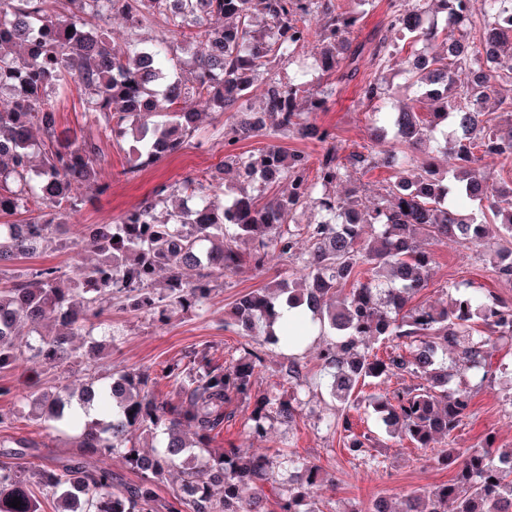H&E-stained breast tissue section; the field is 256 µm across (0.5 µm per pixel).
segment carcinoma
Returning a JSON list of instances; mask_svg holds the SVG:
<instances>
[{
    "label": "carcinoma",
    "mask_w": 512,
    "mask_h": 512,
    "mask_svg": "<svg viewBox=\"0 0 512 512\" xmlns=\"http://www.w3.org/2000/svg\"><path fill=\"white\" fill-rule=\"evenodd\" d=\"M56 0H0V95L12 104L0 109V216L14 215L32 202L42 214L16 233L0 224V369L34 352L49 368L94 358L97 344L78 352L74 337L90 335L102 321L103 300L115 296L138 311L163 318L209 300L217 275L245 266H264L274 253L297 256V239L307 243L304 283L275 280L242 295L234 324L247 336L292 349L302 335L275 329L286 305L311 314L320 333L333 337L322 352V371L333 398L344 405L327 424L347 432L348 450L371 464L372 439L353 430L351 410L361 387L384 385L368 401L381 414L385 432L425 450L451 442L471 411L474 391L493 377L492 351L512 340V303L474 289L433 306H411L428 287L432 257L420 244L425 235L486 247L498 273L512 279V183L491 185L475 168L477 154L512 161V98L486 109L497 85L512 82V37L496 31L497 18L512 13V0H414L391 3L385 34L373 48L378 65L398 67L409 88L434 102L424 114L396 104L383 74L360 87L359 104H371L382 126L376 138L392 135L381 151L372 146L339 156L336 135L308 120L324 112L358 57L353 35L372 0H69V13ZM485 20L482 38L469 40L473 14ZM123 15L130 26L129 48L112 47L88 18ZM161 16L167 34L152 45L138 42L143 23ZM193 27L206 52L185 61L178 36ZM444 35L443 54L424 66L416 53L399 56V42L431 45ZM319 51L307 74L279 77L272 64L307 43ZM471 73L467 82L457 73ZM76 83L85 113L107 138L132 137L134 174L181 151L200 128L201 113L186 107L207 99L225 117L224 147L266 137L249 154L229 153L225 161L252 187L220 205L218 184L186 179L163 185L110 224H88L83 243L100 253L94 263H74L72 273L41 267L15 274L17 261L52 250L66 231L63 218L82 211L84 189L103 195L98 181L101 154L96 143L78 138L60 123L56 99ZM262 85V106L247 105ZM297 135L321 144L315 174L310 155L289 152L280 141ZM427 145L449 153L454 169L443 173L418 165L413 149ZM43 156L39 170L31 158ZM376 165L391 172L385 194L370 210L356 190L339 188L352 172ZM308 210L313 219L296 220ZM371 228L370 240L364 228ZM119 241H114V238ZM252 243L240 251L237 241ZM367 266L373 275L367 276ZM36 336L38 344L22 343ZM372 338L393 343L384 360L363 348ZM467 367L469 381L454 384L448 359ZM260 359L218 362L207 349L166 366L177 397L161 395L147 374L116 370L105 381L75 393L33 391L30 399L43 422L74 432L77 456L50 467L25 461L34 441L0 440V512H40L37 495L56 502L55 512H322L319 491L331 479L316 464L286 457L288 484L276 485L282 462L233 445L217 448L224 423L245 416L244 434L261 438L272 422L292 423L299 397L282 398L254 390ZM417 379L389 388L391 379ZM163 436L161 450L143 454L132 441ZM121 455L140 482L127 486L105 461ZM437 462L453 470L449 482L407 493L399 512H512V448L494 447L489 437L462 451H441ZM179 482L168 496L157 493L170 470ZM21 505L10 506L12 500Z\"/></svg>",
    "instance_id": "obj_1"
}]
</instances>
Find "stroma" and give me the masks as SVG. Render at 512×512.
<instances>
[{
	"label": "stroma",
	"mask_w": 512,
	"mask_h": 512,
	"mask_svg": "<svg viewBox=\"0 0 512 512\" xmlns=\"http://www.w3.org/2000/svg\"><path fill=\"white\" fill-rule=\"evenodd\" d=\"M376 68L371 53H364L355 77L338 84L328 111L314 115L318 124L331 128L338 142L351 150L370 142V110L358 105L357 90L372 80ZM58 110L63 125L97 140L104 158L101 177L110 182L112 188L109 194L94 199L72 219L65 248L23 260V267L56 266L68 272L72 269L74 255L93 260V253L81 250V226L112 223L117 216L150 196L157 187L188 178L203 180L218 169L223 170L227 187L237 184L235 172L223 168V119L206 117L196 135L195 145L130 177L122 173L127 161L123 147L113 144L97 125L85 118L78 94H69L59 101ZM427 248L433 255L434 266L430 284L416 295V304L437 302L444 290L454 283L479 286L512 302V281L499 277L490 250L468 248L450 240L429 241ZM282 274L300 277L301 262L272 256L263 269L246 268L224 276L218 279L209 301L202 308L178 310L163 321L153 315L112 309L103 324L94 326L91 332L92 337L105 342L106 347L89 366L75 364L50 369L32 355H25L13 368L0 371V414L10 416L7 424H0V437L34 440L40 443L42 455L47 460L58 453L72 452L73 446L63 434L46 429L30 415V407L21 394L35 384L48 389L61 387L88 377L109 376L119 367L150 374L155 378L158 390L171 395L175 385L164 377V367L191 350L206 348L220 360L229 362L251 353L260 356L262 366L256 377V392H276L287 397L292 390L282 378L280 369L293 354L300 359L305 373L302 411L296 422L289 426L272 424L266 438L250 441L245 439L244 422L239 419L225 427L219 445L231 443L271 455L292 450L305 460L320 465L337 483L336 490L321 493L323 512H344L352 505L359 512H366L377 494L384 493L397 499L408 491L448 482L453 475L452 469L438 467L411 445L396 446L386 436H379L375 453L381 464L376 467L348 451L343 432L326 428V421L337 416L339 409L328 394L321 371L320 351L327 343L326 337H311L305 347L291 354L280 346L265 342L263 337L248 339L238 334L228 317L236 300ZM494 362L501 365L503 372L475 394L470 415L457 433L455 447L478 445L490 436L497 447L512 448V405L505 400L511 391L507 387L508 381L512 380L511 341L499 343Z\"/></svg>",
	"instance_id": "35a3bbf8"
}]
</instances>
